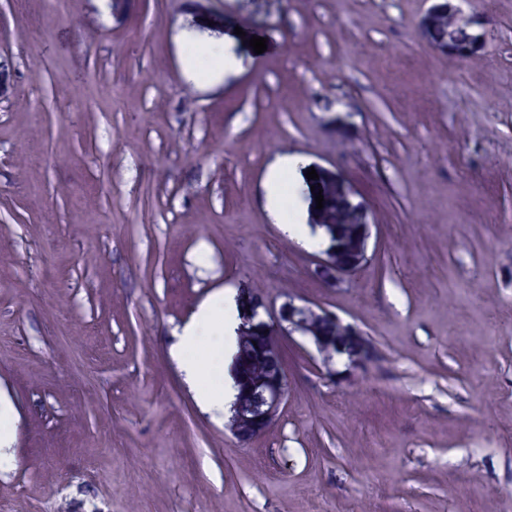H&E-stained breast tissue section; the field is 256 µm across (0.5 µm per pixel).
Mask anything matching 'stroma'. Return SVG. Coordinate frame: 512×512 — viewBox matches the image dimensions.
I'll return each mask as SVG.
<instances>
[{
  "instance_id": "1",
  "label": "stroma",
  "mask_w": 512,
  "mask_h": 512,
  "mask_svg": "<svg viewBox=\"0 0 512 512\" xmlns=\"http://www.w3.org/2000/svg\"><path fill=\"white\" fill-rule=\"evenodd\" d=\"M440 2L0 0V512H502L512 0H451L474 59L430 40ZM206 41L238 68L190 76ZM286 156L375 223L341 287L268 214ZM241 285L327 307L382 353L339 384L282 338L288 402L248 445L170 355ZM12 411L11 405L0 399V469L12 463V457L7 452L13 439V432L10 427Z\"/></svg>"
}]
</instances>
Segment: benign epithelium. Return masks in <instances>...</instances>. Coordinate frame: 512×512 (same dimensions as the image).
<instances>
[{
	"label": "benign epithelium",
	"instance_id": "7a95c632",
	"mask_svg": "<svg viewBox=\"0 0 512 512\" xmlns=\"http://www.w3.org/2000/svg\"><path fill=\"white\" fill-rule=\"evenodd\" d=\"M457 16L447 3L440 4L428 14L427 27L434 36V44L446 48L459 58H473L482 50V37L463 32L448 36L443 28L444 17ZM363 234L356 249L355 259L342 264L336 258V250H321L314 255L311 274L321 282L334 287L352 276L369 261V244L374 224L368 213H363ZM238 296L244 300L242 308V332L263 334L269 342L280 343L283 336L302 335L305 321L314 317L322 322L344 324L346 335L336 343V353L329 352L326 340L321 336H308L306 340L318 355L323 374L331 379L344 380L354 377L381 361L376 344L366 334L351 324L343 323L335 312L307 301L290 296L277 303L265 293L253 295L241 288ZM252 400L248 405H238L231 413L226 428L242 444H248L264 435L275 423L288 401V377L283 366L273 368L266 376L249 382Z\"/></svg>",
	"mask_w": 512,
	"mask_h": 512
}]
</instances>
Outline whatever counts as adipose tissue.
<instances>
[{
	"mask_svg": "<svg viewBox=\"0 0 512 512\" xmlns=\"http://www.w3.org/2000/svg\"><path fill=\"white\" fill-rule=\"evenodd\" d=\"M301 161L296 157L284 158L273 168L266 180L268 210L275 223L284 232L308 249L322 245L320 236L314 235L306 222V208L301 197H294L291 205H284L282 185L291 181L301 185ZM241 324L240 311L233 296L217 292L204 301L192 317L181 327L171 355L177 362L185 382L194 391L198 402L217 414H229L236 400L232 376H225L223 385L204 387L200 384L205 367L214 363L229 366L237 351V334Z\"/></svg>",
	"mask_w": 512,
	"mask_h": 512,
	"instance_id": "1",
	"label": "adipose tissue"
}]
</instances>
